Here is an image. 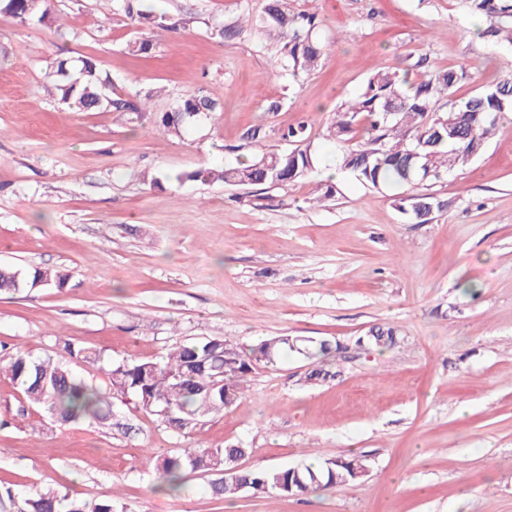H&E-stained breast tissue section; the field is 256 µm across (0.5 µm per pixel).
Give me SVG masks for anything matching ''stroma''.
Returning <instances> with one entry per match:
<instances>
[{"mask_svg": "<svg viewBox=\"0 0 512 512\" xmlns=\"http://www.w3.org/2000/svg\"><path fill=\"white\" fill-rule=\"evenodd\" d=\"M169 29H140L114 0H50L44 20L0 12V266L44 268L63 288L0 293V354L68 360L106 393L108 424L59 426L0 378V489L111 499L115 512H512V120L466 167L431 183L449 201L432 223L401 213L391 188L347 170L325 130L376 66L466 65L465 98L512 71L463 0H288L331 47L289 78L263 36L215 31L262 0H138ZM95 58L113 98L139 115L58 102L56 57ZM204 91L219 105L180 135L156 117ZM306 122L314 168L288 187L179 182ZM262 127V142L247 132ZM160 185H152V178ZM334 198L318 202L321 184ZM392 326L396 343L368 345ZM206 336L252 347L272 336L327 340L331 376L310 382L291 352L257 365L223 416L181 433L114 395L112 364L163 359ZM92 349L88 363L64 347ZM246 448L243 469L366 459L368 473L303 496L213 497L209 476L157 488L158 456Z\"/></svg>", "mask_w": 512, "mask_h": 512, "instance_id": "35a3bbf8", "label": "stroma"}]
</instances>
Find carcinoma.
Listing matches in <instances>:
<instances>
[{
    "label": "carcinoma",
    "instance_id": "cac0c4a2",
    "mask_svg": "<svg viewBox=\"0 0 512 512\" xmlns=\"http://www.w3.org/2000/svg\"><path fill=\"white\" fill-rule=\"evenodd\" d=\"M471 15L488 21L481 35L497 44L512 46V0H465ZM120 7L137 25L165 28L163 20L134 7V0H121ZM0 11L23 21L42 12L45 2L32 6L31 0H0ZM254 30L276 44L277 52L296 76L319 66L328 44L315 33L312 14L295 13L288 0H265ZM52 86L58 99L75 111L109 105L118 111L137 112V105L112 98L109 84L101 78L97 62L81 59L74 70L69 61L50 67ZM467 77L466 66L438 69L412 81L409 73L376 67L361 92L343 103L327 127V137L343 148L339 167L352 171L357 179L375 188L392 186L398 208L418 224H429L435 214L448 208V201L421 191L426 183L468 165L480 154L498 130V116L512 111V73L482 86L474 95L452 103L444 112L436 106L452 96L454 88ZM218 109V103L199 91L177 102L172 112L160 115L164 132L179 134L188 121ZM307 125L288 128L282 139L296 147L289 152L269 148L222 169L206 168L185 174L192 181H221L262 190L284 188L307 177L313 162L307 141ZM60 288L62 275L35 268L28 273L0 267V291L16 292L24 285ZM393 327L379 328L371 336L379 348L395 344ZM332 350L327 341L313 343L292 336L262 340L252 354L221 338L202 337L172 349L161 363L150 360L123 361L112 366V390L132 397L144 411L159 415L169 427L184 431L224 413V390L235 401L255 364L275 365L288 352L319 360ZM0 377L13 383L27 402L45 412L60 425L87 419L105 424L112 412L101 393L76 377L69 366L51 357L34 358L18 350L8 360L0 358ZM247 448H184L157 459L155 471L166 487L176 490L185 472L214 476L227 469L221 482H210L216 497H234L242 491L255 495L277 493L305 495L345 485L368 470L359 458L339 455L323 464L291 468L237 470L233 457L245 456ZM61 497L52 489L38 490L26 498L17 512H60ZM67 512H113L112 500L73 501Z\"/></svg>",
    "mask_w": 512,
    "mask_h": 512
}]
</instances>
